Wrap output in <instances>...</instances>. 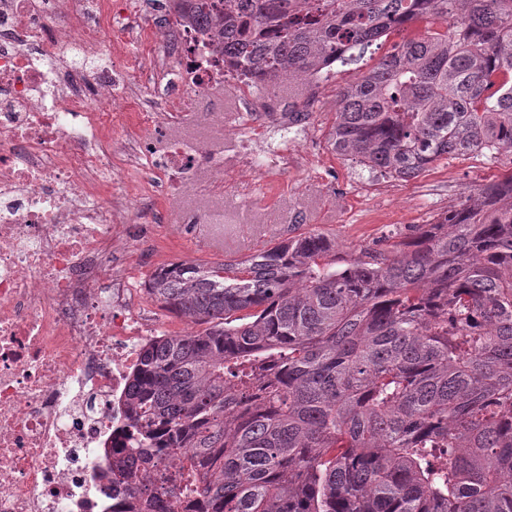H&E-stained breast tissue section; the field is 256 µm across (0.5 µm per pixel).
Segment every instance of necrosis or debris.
I'll return each instance as SVG.
<instances>
[{
    "label": "necrosis or debris",
    "instance_id": "1",
    "mask_svg": "<svg viewBox=\"0 0 512 512\" xmlns=\"http://www.w3.org/2000/svg\"><path fill=\"white\" fill-rule=\"evenodd\" d=\"M132 0H0V512H112L111 439L139 347L156 334L114 251L133 198L116 165L181 189L222 175L212 150L170 136L175 103L224 86L179 0L153 31L162 59L149 125L126 112L127 67L95 60L130 36Z\"/></svg>",
    "mask_w": 512,
    "mask_h": 512
}]
</instances>
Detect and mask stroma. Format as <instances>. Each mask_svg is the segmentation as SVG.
I'll use <instances>...</instances> for the list:
<instances>
[{"label": "stroma", "mask_w": 512, "mask_h": 512, "mask_svg": "<svg viewBox=\"0 0 512 512\" xmlns=\"http://www.w3.org/2000/svg\"><path fill=\"white\" fill-rule=\"evenodd\" d=\"M386 46L354 52L334 65L327 79L281 83L258 98L251 87L230 78L224 84L223 121L204 122L201 100L186 101L185 120L174 136L207 143L224 158L222 180L200 176L195 193L157 186L147 169L119 175L115 197L137 195L147 186L130 239L117 243L131 275L188 261L216 265L241 258L245 234L276 241L317 231L335 238L336 256L348 262L361 247L411 224H426L454 209L464 195L512 174V153H468L440 160L417 177L401 180L369 172L352 158L334 153L329 133L336 121V93L377 65ZM308 106L305 125L288 127L270 107ZM251 139L263 169L248 167L242 139ZM197 223H178L180 214ZM223 251H212L214 241Z\"/></svg>", "instance_id": "stroma-1"}]
</instances>
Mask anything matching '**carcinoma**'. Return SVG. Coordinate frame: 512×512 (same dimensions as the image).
I'll list each match as a JSON object with an SVG mask.
<instances>
[{"instance_id":"1","label":"carcinoma","mask_w":512,"mask_h":512,"mask_svg":"<svg viewBox=\"0 0 512 512\" xmlns=\"http://www.w3.org/2000/svg\"><path fill=\"white\" fill-rule=\"evenodd\" d=\"M186 10L260 93L424 22L339 92L333 150L401 179L512 152V0ZM146 293L206 328L139 349L112 461L127 512H167L128 471L152 455L176 461L165 494L195 512H512V175L343 265L308 232L238 262L164 265Z\"/></svg>"}]
</instances>
